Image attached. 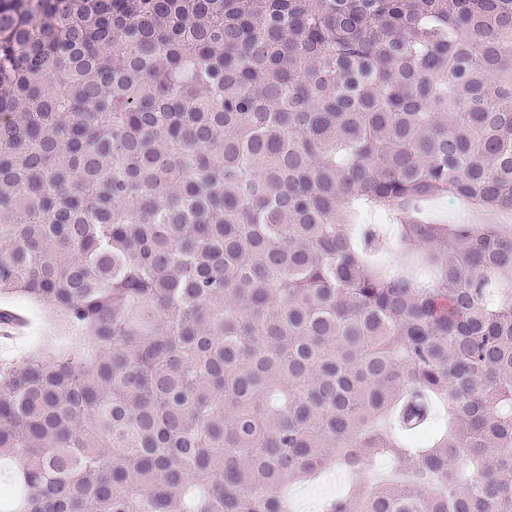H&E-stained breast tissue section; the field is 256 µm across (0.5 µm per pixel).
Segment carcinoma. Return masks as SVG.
<instances>
[{
    "mask_svg": "<svg viewBox=\"0 0 512 512\" xmlns=\"http://www.w3.org/2000/svg\"><path fill=\"white\" fill-rule=\"evenodd\" d=\"M438 198L512 213V0H0V297L70 336L0 512H512V230ZM450 208L453 207H448V201L435 199L425 204L423 215L427 218L445 222H454L457 220L468 221L470 224H485L487 222H483L484 216L479 212L461 207ZM371 479V475L367 472L357 478H352L348 473L336 467L326 470L314 482L292 487L289 492L298 506V512H309L308 505L312 501L325 496L344 494L352 482L365 487L371 482ZM301 501L304 503L303 510L299 508Z\"/></svg>",
    "mask_w": 512,
    "mask_h": 512,
    "instance_id": "cac0c4a2",
    "label": "carcinoma"
}]
</instances>
